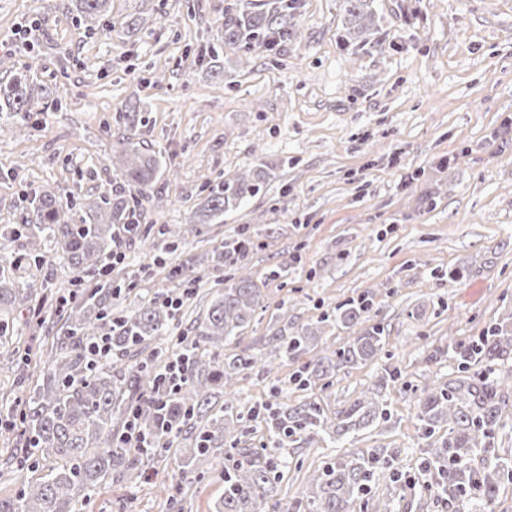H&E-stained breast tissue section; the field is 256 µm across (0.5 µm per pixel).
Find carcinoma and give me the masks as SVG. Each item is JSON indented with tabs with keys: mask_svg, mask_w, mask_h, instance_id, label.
Listing matches in <instances>:
<instances>
[{
	"mask_svg": "<svg viewBox=\"0 0 512 512\" xmlns=\"http://www.w3.org/2000/svg\"><path fill=\"white\" fill-rule=\"evenodd\" d=\"M374 0H345V44L365 51L381 45L372 39L379 30ZM112 8V0H75L77 16L94 27ZM303 0H240L224 12V43L247 56L268 52L281 42L301 39L297 18ZM46 105L35 99L27 83L13 79L0 88V112H43ZM172 164L143 141L124 136L112 150V187L87 198L78 209L64 208L58 191L41 192L33 202L23 228L30 251H38L44 238L56 242L58 252L71 266L74 279L95 276L112 255L118 234L147 240L141 221L153 188ZM263 165L242 170L208 188L199 219L218 224L224 213L246 196L257 193L266 180ZM247 244L224 245V256L235 274L227 285L211 293L204 315L190 326L191 338L181 351L190 358V368L179 390L165 395V408L153 401L155 372L164 354L141 358L149 347H158L170 330L173 316L162 304L148 302L133 311L112 315V298L118 289L112 281L71 300L57 319L42 324L43 339L50 348L18 365L22 380H37L25 398L20 414L21 454L33 462L54 457L61 465L21 484L18 493L0 498V512H78L95 486L109 475L119 477L145 466L167 448L172 437L187 441L180 449L181 469L160 492L178 505L185 487L204 476L210 465V449L224 445V436L240 420L237 413L235 376L253 369L262 358L237 355L219 361L224 342L248 327L258 306L255 288L241 258ZM30 288H0V346L10 333L16 307L32 298ZM367 306L346 303L336 310V323L352 328L363 321ZM112 342L111 358L97 366L89 363L87 348L100 336ZM315 335L307 327L293 336L282 331L272 341L285 356L307 353ZM384 327L372 324L357 336L347 337L335 351L313 358L299 371L300 381L314 385L333 377L345 367L369 360L384 348ZM450 351L457 360L456 375L446 381L426 380L413 390L422 435L429 440L425 469L431 480L418 487L400 478L395 454L382 451L351 459L339 457L313 470L306 477L302 497L288 512H355V503L370 495L376 481L386 478L396 484L397 494L371 498L372 512H400L408 497H437L453 512H495L503 483H512V460L496 453L501 415L512 394V314L481 335L465 341L449 338L433 357ZM395 370L380 377L346 409L328 413L313 399L288 405L270 415L268 431L274 442L281 436H299L313 445L331 443L389 420L390 412L379 394L398 382ZM140 404L139 423L153 444L151 448H124L122 434L129 407ZM239 459L224 477V494L213 512H265L279 483L278 470L286 466L277 448H238Z\"/></svg>",
	"mask_w": 512,
	"mask_h": 512,
	"instance_id": "1",
	"label": "carcinoma"
}]
</instances>
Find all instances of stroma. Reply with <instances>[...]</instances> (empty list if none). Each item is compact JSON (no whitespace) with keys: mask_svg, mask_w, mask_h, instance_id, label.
Here are the masks:
<instances>
[{"mask_svg":"<svg viewBox=\"0 0 512 512\" xmlns=\"http://www.w3.org/2000/svg\"><path fill=\"white\" fill-rule=\"evenodd\" d=\"M238 0H112L111 37L80 26L71 0H0V80L29 61L35 96L47 111L0 115V224H22L44 189L79 205L112 177V148L129 131L175 163L177 184L149 210L147 244L125 243L112 273L118 309L167 292L172 264L223 287L232 270L218 259L224 242L250 241L245 258L262 306L224 355H260L237 385L243 418L231 435L240 448L269 447L267 412L316 399L337 412L398 369L384 394L389 422L349 438L345 450L396 453L406 476L421 477L428 446L410 403L425 377H447L448 339L465 340L512 313V0H375L383 46L354 51L340 40L344 0H304L301 40L241 56L221 38L224 12ZM145 20L127 33L125 19ZM220 55L223 74L199 64ZM148 103L129 126L124 103ZM24 130L15 133L13 125ZM264 163L266 185L220 224L172 235L198 208L209 182ZM72 274L44 241L0 243V281L46 289L54 316ZM369 298L381 323V357L304 388L301 364L268 341L278 328L320 325L308 355L339 348L350 331L320 323L338 306ZM181 441L141 476L105 479L83 512H168L159 492L177 469ZM270 512H286L306 471L336 457L325 443L287 439ZM208 473L185 490L182 512H211L236 452L211 451Z\"/></svg>","mask_w":512,"mask_h":512,"instance_id":"1","label":"stroma"}]
</instances>
